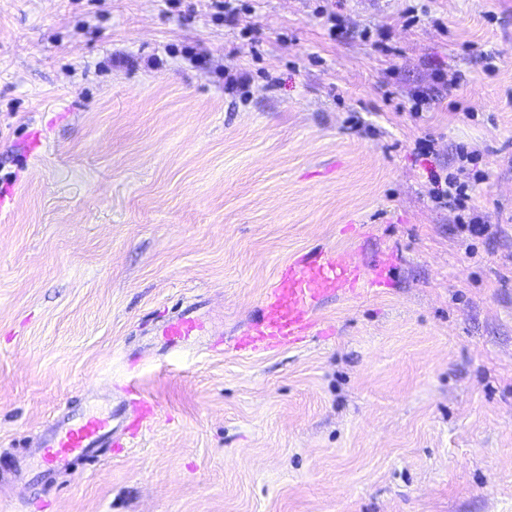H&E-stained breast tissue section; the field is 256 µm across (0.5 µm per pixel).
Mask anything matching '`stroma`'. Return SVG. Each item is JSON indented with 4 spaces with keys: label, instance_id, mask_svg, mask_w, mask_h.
Segmentation results:
<instances>
[{
    "label": "stroma",
    "instance_id": "stroma-1",
    "mask_svg": "<svg viewBox=\"0 0 512 512\" xmlns=\"http://www.w3.org/2000/svg\"><path fill=\"white\" fill-rule=\"evenodd\" d=\"M322 251L386 285L162 351ZM132 379L123 447L15 481ZM0 512H512V0H0ZM466 168L461 166L458 168V174L456 175H448L445 178L446 189L439 187L441 182L436 179L435 184H437V189H434L433 195L434 198L439 203L444 204H455L463 207V202L468 198L467 191L469 189V181L464 178L469 179V174L466 175ZM463 177V180L462 178ZM158 335L163 337L168 351L193 348L198 338L211 336L192 305H187L175 318L161 324Z\"/></svg>",
    "mask_w": 512,
    "mask_h": 512
}]
</instances>
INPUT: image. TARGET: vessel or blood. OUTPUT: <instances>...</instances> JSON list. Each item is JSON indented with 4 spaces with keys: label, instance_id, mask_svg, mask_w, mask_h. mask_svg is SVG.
Segmentation results:
<instances>
[{
    "label": "vessel or blood",
    "instance_id": "b4317fda",
    "mask_svg": "<svg viewBox=\"0 0 512 512\" xmlns=\"http://www.w3.org/2000/svg\"><path fill=\"white\" fill-rule=\"evenodd\" d=\"M381 283V276L365 277L359 268L345 266L333 255L319 252L302 256L288 265L277 285L266 293L259 320L225 349L245 352L300 343L312 329L313 310L323 297L345 288L360 293ZM206 333L205 322L190 305L158 328L170 351L192 348ZM121 426L122 414L116 409L104 415L54 421L23 460L22 468L42 476L68 470L111 447Z\"/></svg>",
    "mask_w": 512,
    "mask_h": 512
}]
</instances>
